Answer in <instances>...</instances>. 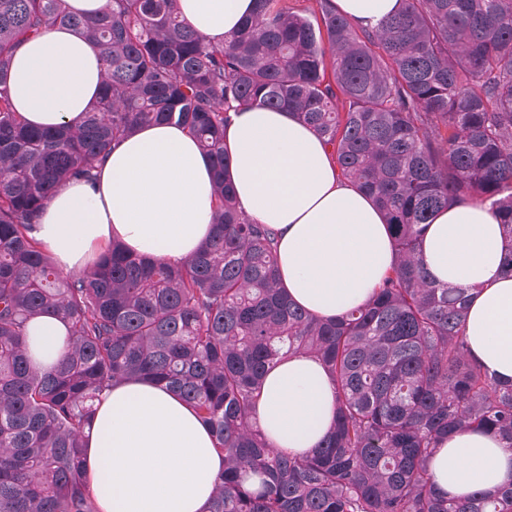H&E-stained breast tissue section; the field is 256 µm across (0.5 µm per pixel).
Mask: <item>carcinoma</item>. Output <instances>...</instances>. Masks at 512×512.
Returning a JSON list of instances; mask_svg holds the SVG:
<instances>
[{
    "mask_svg": "<svg viewBox=\"0 0 512 512\" xmlns=\"http://www.w3.org/2000/svg\"><path fill=\"white\" fill-rule=\"evenodd\" d=\"M52 27L95 47L102 93L50 130L14 111L8 73L22 40ZM255 107L311 126L391 228L394 266L339 319L283 294L274 234L226 178L231 113ZM151 123L184 127L212 158L210 240L178 263L114 241L61 275L31 236L54 188L91 179ZM456 199L489 206L512 254V0H399L374 30L330 0L307 15L258 0L222 45L175 0H108L90 19L65 0H0V512H99L82 432L100 394L132 379L166 385L211 431L224 470L208 512H512V483L441 499L428 466L439 439L472 429L512 448V382L470 357L467 289L431 280L418 254ZM50 311L67 347L41 370L26 327ZM290 353L318 359L335 389L333 426L302 456L268 446L252 421L266 368Z\"/></svg>",
    "mask_w": 512,
    "mask_h": 512,
    "instance_id": "cac0c4a2",
    "label": "carcinoma"
}]
</instances>
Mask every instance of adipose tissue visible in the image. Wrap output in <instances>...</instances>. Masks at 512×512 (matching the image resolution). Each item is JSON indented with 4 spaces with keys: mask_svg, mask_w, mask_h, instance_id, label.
<instances>
[{
    "mask_svg": "<svg viewBox=\"0 0 512 512\" xmlns=\"http://www.w3.org/2000/svg\"><path fill=\"white\" fill-rule=\"evenodd\" d=\"M354 25L374 28L399 0H332ZM207 41L223 43L255 0H176ZM96 49L78 32L55 28L15 52L10 93L33 126L79 119L100 94ZM224 146L242 211L276 235L278 279L290 300L319 318L365 303L395 262L392 234L362 191L344 180L332 149L282 110L233 114ZM215 207L210 157L186 129L149 125L111 146L92 181L60 184L32 235L64 274L84 270L121 241L133 253L170 262L206 242ZM435 282L469 288L464 323L471 356L493 378L512 380V274L504 270V229L488 206L449 203L420 243ZM31 359L50 369L66 351V329L43 314L27 326ZM258 426L279 450L316 448L335 418L333 383L315 359L293 356L267 371L255 405ZM85 467L99 512H206L224 459L209 429L165 385L127 380L106 391L84 430ZM429 467L441 496L469 497L512 481V449L468 431L439 443Z\"/></svg>",
    "mask_w": 512,
    "mask_h": 512,
    "instance_id": "ef3b65f1",
    "label": "adipose tissue"
}]
</instances>
